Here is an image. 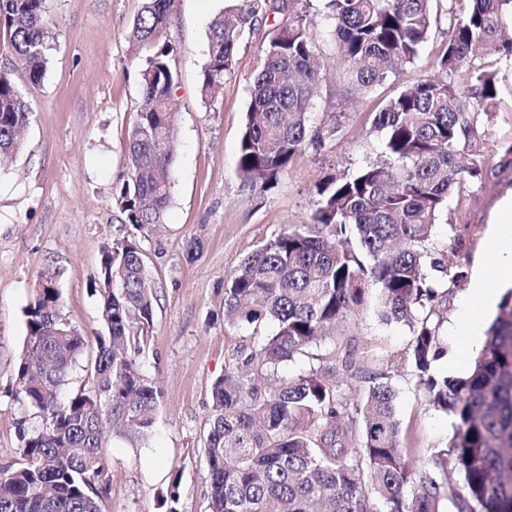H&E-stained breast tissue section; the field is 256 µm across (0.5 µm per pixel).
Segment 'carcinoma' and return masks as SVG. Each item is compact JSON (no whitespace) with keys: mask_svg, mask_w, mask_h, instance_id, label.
Instances as JSON below:
<instances>
[{"mask_svg":"<svg viewBox=\"0 0 512 512\" xmlns=\"http://www.w3.org/2000/svg\"><path fill=\"white\" fill-rule=\"evenodd\" d=\"M175 0H146L131 39L155 43ZM446 31L435 59L439 77L402 89L375 113L384 134L382 159L328 177L310 224L273 236L249 253L223 283L224 322L272 333L225 359L211 390L205 442L208 512H512V287L501 298L484 345L468 371L437 373L447 357L442 306L461 278L447 251L431 246L448 216V197L462 207L490 172L471 155L481 118L496 112L512 83L499 70L475 67L494 50L512 68V0H469ZM341 58L336 82L367 95L419 57L437 27L433 0H325ZM289 13L266 35L249 76L250 105L238 170L267 189L299 151L321 147L339 126L310 124L326 81L306 18L289 0H242L211 24L200 74L202 100L217 99L239 70L238 43L269 12ZM45 0H0L27 84L38 87L48 64ZM164 43L140 70L142 100L128 132L130 175L117 192L125 221L150 232L171 202L173 91L178 74ZM32 103L0 70V157L22 147ZM26 309L24 348L15 367L14 400L40 419L16 421L20 459L0 469V512H100L102 443L112 431L137 442L151 436L161 395L143 372L144 327L156 290L136 242L121 238L101 252L92 284L103 302L105 331L95 334L90 388L69 380L87 352V337L62 315L55 274H41ZM375 296L384 322H404L411 340L356 399L336 384L359 369L336 343V324ZM304 359L298 373L289 363ZM407 367L430 405L448 414L454 433L429 467L413 465L385 382ZM462 478L448 483V471Z\"/></svg>","mask_w":512,"mask_h":512,"instance_id":"carcinoma-1","label":"carcinoma"}]
</instances>
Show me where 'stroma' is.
<instances>
[{
	"instance_id": "obj_1",
	"label": "stroma",
	"mask_w": 512,
	"mask_h": 512,
	"mask_svg": "<svg viewBox=\"0 0 512 512\" xmlns=\"http://www.w3.org/2000/svg\"><path fill=\"white\" fill-rule=\"evenodd\" d=\"M146 0H46L50 63L39 87L30 90L33 114L20 155L0 166V467L19 458L13 400L14 368L22 353L24 310L41 272L54 269L62 314L91 336L102 328V303L91 289L101 251L112 239L140 245L157 291L148 347L141 361L162 397L147 443L109 435L104 457L109 478L101 512H166L177 493L178 512H206L208 474L204 439L211 419V388L224 372L228 353L271 332L228 327L220 312L219 283L243 258L272 235L312 221L317 185L328 175L353 171L382 155L383 135L372 126L384 99L434 77V57L443 37L433 34L415 63L403 66L374 94H349L334 76L340 66L331 22L322 0H297L306 14L328 78L311 124L338 123L336 139L318 150L298 152L276 185L261 191L245 185L237 170L239 144L250 97L248 74L260 46L284 17L270 14L238 45L241 68L213 102L202 100L199 75L206 60L212 21L234 0H176L160 36L172 48L178 73L174 95L177 151L171 170L166 219L150 233L127 224L113 199L130 172L127 130L141 103L140 67L153 47L131 40L130 30ZM512 147V96L503 95L493 119L483 122L476 152L494 174L468 198L449 209V224L436 228L433 243L457 262L463 279L452 286L444 316L455 324L496 206L512 188V169L501 162ZM202 252L186 256L188 242ZM336 336L350 340L363 372L396 358L411 339L403 323H384L374 302L340 324ZM395 411L412 434L416 466L429 465L435 449L453 433L451 418L428 406L407 369L391 372Z\"/></svg>"
}]
</instances>
